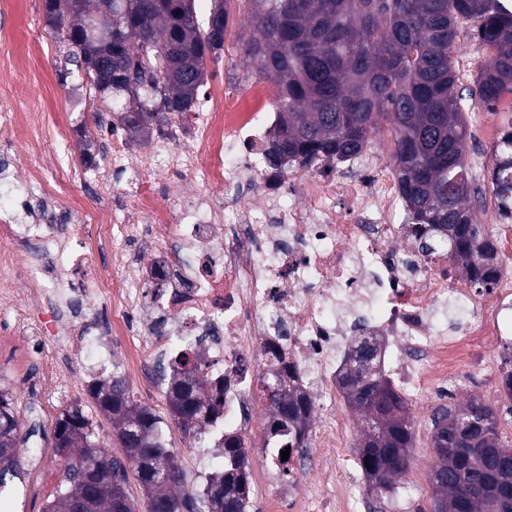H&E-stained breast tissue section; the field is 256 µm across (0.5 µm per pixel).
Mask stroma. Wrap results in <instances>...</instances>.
I'll return each mask as SVG.
<instances>
[{
	"label": "stroma",
	"mask_w": 512,
	"mask_h": 512,
	"mask_svg": "<svg viewBox=\"0 0 512 512\" xmlns=\"http://www.w3.org/2000/svg\"><path fill=\"white\" fill-rule=\"evenodd\" d=\"M247 13L240 0L230 5V35L225 42L227 63L208 62L206 81L200 90L201 96H208L216 82H223L225 91L244 95L245 89L234 80L236 72L242 71L246 61L241 56L234 33L241 29ZM36 45L38 54L31 67L20 68L13 78L20 86L19 97L12 102L14 111H25L32 100L50 96L54 111L51 120H62L72 125L75 135L70 141H55L49 146L46 175L55 178L59 172L70 176L68 190L73 194L85 195L90 205H99L100 199L89 185L91 166L82 161L84 142H91L93 152H102L111 132V112L93 114L92 93L84 79V70L77 64L66 61L64 52L55 41L47 26L43 0H22L17 11L0 13V54L20 55L28 45ZM488 57L486 49L475 41L470 30H462L460 45L455 54V64L460 88L473 86L474 80ZM44 70L52 74L51 88L37 82L33 73ZM508 113L504 106L489 111L480 105H472L468 113L470 138L467 143V159L472 175L484 190H491L490 170L493 164V148L481 140V128L486 118L503 123ZM0 376L11 379L10 391L14 396L16 411L24 434L33 444L31 458L25 459L24 470L33 476L30 493L8 488L0 493V512H43L48 502L53 501L61 488L64 477L61 457L52 446V421L35 420L31 414L35 390L39 383L35 373H21L14 364L10 352L0 351ZM135 400L148 405L167 417L164 428L165 442L178 460H185L192 451L194 440L175 421L169 420V406L166 393L161 389H150L140 383L129 385ZM465 396H476L491 405L497 416V430L501 441L512 446V400L486 381L472 380L465 387ZM411 414L416 420L412 463L403 478L404 484L416 486V498L405 512H432L433 489L429 481L432 463L430 412L412 407Z\"/></svg>",
	"instance_id": "1"
}]
</instances>
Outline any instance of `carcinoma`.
Listing matches in <instances>:
<instances>
[{
	"label": "carcinoma",
	"instance_id": "cac0c4a2",
	"mask_svg": "<svg viewBox=\"0 0 512 512\" xmlns=\"http://www.w3.org/2000/svg\"><path fill=\"white\" fill-rule=\"evenodd\" d=\"M197 0H44L46 21L67 56L84 66L90 89L112 101L118 122L130 133L147 127L160 112L177 118L196 111L207 60L224 58L226 38L211 20L224 16L228 2L211 0L198 15ZM248 24L238 44L252 71L278 86L277 119L265 148L269 166L288 174L325 164L336 167L373 146L382 131L394 142L392 161L413 224L417 251L431 254L448 244V260L472 288L496 285L502 267L487 225L477 221L478 194L466 158L467 101L489 110L512 92V9L502 0H243ZM475 32L489 50L475 88L457 89L454 49L461 28ZM494 203L512 215V119L493 149ZM376 350L361 346L342 370L339 385L361 417L358 461L374 491L391 490L405 473L414 445V419L401 393L382 369ZM166 395L170 415L199 439L209 432L224 404V382H209L188 352L174 356ZM294 378L279 380L278 402L266 448H307L310 418L305 395ZM90 395L112 421L123 456L106 455L93 421L78 405L54 425L58 453L67 459L65 485L45 512H69L82 489V474L71 454L84 448L112 478L94 491L92 512H135L127 493L134 477L147 495L148 512H246L251 487L250 459L243 439L222 432L215 447L225 466L195 490L184 483L181 466L166 447L156 411L130 394L117 376L96 381ZM461 418L445 433L452 416ZM22 434L15 404L0 390V487L14 479L22 462ZM432 512H491L488 498L471 488L496 481L498 461H512L501 443L493 409L472 398L441 408L432 419Z\"/></svg>",
	"mask_w": 512,
	"mask_h": 512
}]
</instances>
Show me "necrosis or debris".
I'll use <instances>...</instances> for the list:
<instances>
[{"label":"necrosis or debris","mask_w":512,"mask_h":512,"mask_svg":"<svg viewBox=\"0 0 512 512\" xmlns=\"http://www.w3.org/2000/svg\"><path fill=\"white\" fill-rule=\"evenodd\" d=\"M249 89L251 103L219 91L192 113L191 146L161 140L136 161L129 135L113 139L95 179L106 205L95 211L44 177V105L0 114V148L25 142L30 160L27 180L0 192V349H16L27 368L45 360L44 410L76 390V367L111 363V337L128 339L131 379L156 380L164 358L195 354L223 380L219 421L236 433L262 368L283 361L310 400L320 480L311 497L296 475L267 512H357L358 491L331 478L344 445L338 375L354 341L383 338V366L406 400H455L463 373L492 370L495 346L512 336V272L493 288H450L447 248L422 255L404 236L398 183L372 152L342 181L272 171L264 86ZM162 174L193 175L200 188L162 204ZM254 192L258 202L241 206ZM94 299L109 307L106 322L84 313ZM452 301L471 312L464 330L448 327Z\"/></svg>","instance_id":"obj_1"}]
</instances>
